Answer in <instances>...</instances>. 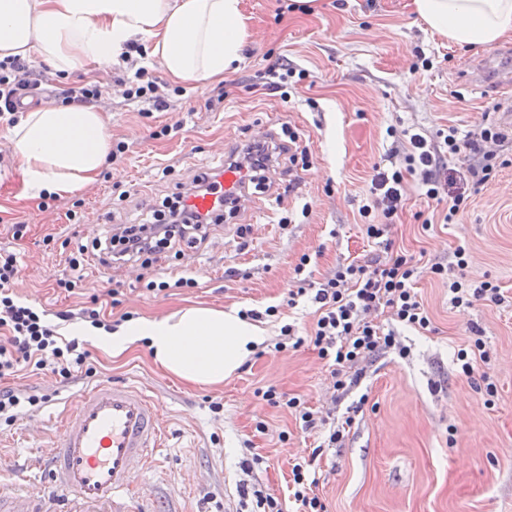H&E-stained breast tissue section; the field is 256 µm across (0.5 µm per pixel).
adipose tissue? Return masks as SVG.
Returning <instances> with one entry per match:
<instances>
[{"label":"adipose tissue","instance_id":"ef3b65f1","mask_svg":"<svg viewBox=\"0 0 512 512\" xmlns=\"http://www.w3.org/2000/svg\"><path fill=\"white\" fill-rule=\"evenodd\" d=\"M411 7L433 33L459 46H490L512 35V0H411ZM250 36L243 0H0V59L36 58L63 77L110 66L128 43L140 42L172 81L215 83L240 61ZM11 141L32 198L93 184L112 150L105 114L81 104L29 110ZM73 332L115 357L146 343L165 371L206 385L223 384L265 339L237 310L198 306L111 331L82 323Z\"/></svg>","mask_w":512,"mask_h":512}]
</instances>
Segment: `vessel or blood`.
I'll use <instances>...</instances> for the list:
<instances>
[{
	"label": "vessel or blood",
	"instance_id": "1",
	"mask_svg": "<svg viewBox=\"0 0 512 512\" xmlns=\"http://www.w3.org/2000/svg\"><path fill=\"white\" fill-rule=\"evenodd\" d=\"M206 193L180 189L190 208L212 216L240 205L248 189L245 170L225 166ZM62 432L51 448L33 461L41 482L13 469V488L0 493V512H50V501L62 512H133L141 490L137 474L151 463L163 445L155 399L135 385L101 382L70 402L60 420Z\"/></svg>",
	"mask_w": 512,
	"mask_h": 512
}]
</instances>
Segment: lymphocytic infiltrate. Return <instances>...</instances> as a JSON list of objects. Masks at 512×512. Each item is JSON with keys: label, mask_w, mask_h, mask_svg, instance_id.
Here are the masks:
<instances>
[{"label": "lymphocytic infiltrate", "mask_w": 512, "mask_h": 512, "mask_svg": "<svg viewBox=\"0 0 512 512\" xmlns=\"http://www.w3.org/2000/svg\"><path fill=\"white\" fill-rule=\"evenodd\" d=\"M121 60L129 69L128 75L110 81L101 77L82 85H62L56 88L55 98L91 104L114 86L125 101L144 103L158 111L170 108L166 83L138 65L131 54H122ZM40 87L41 80L27 60L17 55L0 59V119L16 123L17 112ZM387 134L393 139L392 146L383 163L374 165L369 196L359 208L366 237L380 241L384 257L340 263L316 282L304 278L311 257L302 254L294 268L300 276L299 286L289 291L287 304L295 306L297 298L309 296L316 306V323L306 338L297 336L293 324L283 325L275 344L281 350L289 343L298 347L310 342L319 359L331 364L332 388L341 396L360 385L367 365L379 354L390 350L402 358L409 354L394 330L384 329L376 322L378 312L387 311L391 320L405 327L430 329V312L415 288L422 273H431L441 282L451 304L456 306H470L481 300L500 304L505 300L499 286L491 281L466 279L463 271L469 254L465 246H457L448 259L424 260L395 248L388 233L390 225L397 223L404 212L406 184L411 178L422 187L428 200L446 203V210L439 214L442 223H455L469 204V186L493 180L507 166L506 136L490 125L463 136L457 128H449L439 143L427 134L406 129L391 127ZM465 149L474 155V163L462 171L450 169L449 158ZM209 224V219L186 209L179 200H169L148 222L116 228L103 242L77 244L67 257L68 264L72 270H79L88 251L95 250L103 265L135 262L147 270L175 244L200 245L208 235ZM17 273L16 254L0 251V379L29 366L50 373L63 383L92 376L94 369L87 362L88 354L80 350L77 341H61L42 312L15 300L12 284ZM470 332L468 348L457 351L461 371L469 378L480 377L486 395L495 396L497 387L489 375L476 372L477 364L489 363L493 353L480 327H471ZM260 398L267 405L287 408L303 431L318 435L322 447L333 448L342 442L343 427L330 425L322 412L307 406L300 397L287 398L270 387L261 391Z\"/></svg>", "instance_id": "f902f5d3"}]
</instances>
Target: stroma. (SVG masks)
<instances>
[{
	"instance_id": "35a3bbf8",
	"label": "stroma",
	"mask_w": 512,
	"mask_h": 512,
	"mask_svg": "<svg viewBox=\"0 0 512 512\" xmlns=\"http://www.w3.org/2000/svg\"><path fill=\"white\" fill-rule=\"evenodd\" d=\"M410 0H317L315 10L293 7L292 0H244L252 36L243 60L224 75L222 85L189 84L165 112H142L115 93L104 95L99 110L109 118L113 140L129 146L122 161L104 168L98 181L79 192L83 205L69 220L66 202L43 207L25 197L13 163L9 126H0V249L17 253L22 267L14 285L21 301L45 310L78 312L96 303L104 323L124 313L163 317L189 305L264 310L275 305L279 319L261 322L268 336L223 386L185 383L153 363L146 348L112 357L91 343L83 348L93 376L68 385L27 370L5 379L14 389L39 390L50 397L39 407L20 406L14 424L0 422V460L25 461L48 448L54 413L79 390L104 381L136 382L157 397L168 432L165 449L136 482L139 503L149 512L154 493L171 494L180 512H239L240 489L251 485L278 497L285 512H296L288 497L294 464H303L317 482L316 494L327 512H512V305L483 301L453 307L448 290L422 275L417 291L432 317L429 331L398 327L408 357L389 351L369 367L358 388L332 401L328 365L311 344L275 351L280 327L296 324L308 334L315 307L300 300L287 305L297 288L294 267L310 254L305 270L320 280L336 264L381 256L368 241L358 214L368 195L372 168L392 144L389 126L428 133L456 127L467 133L481 124L512 132V117L502 110L512 88L488 79H471L476 62L494 48L460 47L432 34L412 12ZM433 58L429 70L411 72L417 52ZM287 57L308 76L288 90L289 100L268 89L267 59ZM223 103L208 109L211 96ZM291 125L312 155L306 171H289L280 154L268 173L269 189H255L267 213L225 215L212 225L208 240L179 261L160 258L161 275L176 272L195 281L160 295L138 281V268L89 263L80 288L68 293L56 279L72 277L68 241L91 244L108 237L114 225L144 222L182 183L216 168L224 148L245 144L257 129L280 132ZM168 136H160L163 126ZM428 202L411 188L400 223L392 225L395 244L417 254L448 257L458 245L470 252L464 273L471 280L498 284L512 296V165L472 193L456 223L422 232L418 216ZM291 217L281 228L282 217ZM27 232L14 239L13 227ZM248 226L240 236V226ZM119 289L111 298L110 289ZM478 323L493 351L486 371L497 386L487 400L456 361L467 347L470 323ZM275 387L308 406L332 412L337 421L352 417L342 445L318 449L286 409L257 397ZM223 403L213 412L211 402ZM265 421L257 432L256 421ZM287 442H280V432ZM252 450H245L244 440ZM263 459L244 471L248 453Z\"/></svg>"
}]
</instances>
